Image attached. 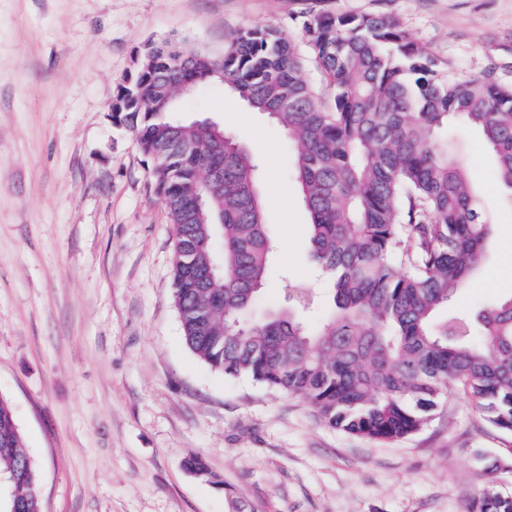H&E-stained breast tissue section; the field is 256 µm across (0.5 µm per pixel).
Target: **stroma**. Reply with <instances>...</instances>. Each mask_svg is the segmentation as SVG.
<instances>
[{"mask_svg":"<svg viewBox=\"0 0 512 512\" xmlns=\"http://www.w3.org/2000/svg\"><path fill=\"white\" fill-rule=\"evenodd\" d=\"M321 13L389 16L452 75L512 87V0H0V395L42 512H464L487 483L512 495V434L458 385L423 430L380 443L322 424L303 396L211 370L183 341L174 228L112 120L116 86L147 44L219 57L243 29L293 34ZM181 106L261 161L278 251L254 316L296 283L326 295L285 132L219 83ZM452 128L497 219L450 304L467 314L512 295V208L480 133ZM195 458L208 477L187 469Z\"/></svg>","mask_w":512,"mask_h":512,"instance_id":"obj_1","label":"stroma"}]
</instances>
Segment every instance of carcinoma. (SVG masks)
Instances as JSON below:
<instances>
[{
  "mask_svg": "<svg viewBox=\"0 0 512 512\" xmlns=\"http://www.w3.org/2000/svg\"><path fill=\"white\" fill-rule=\"evenodd\" d=\"M298 28L334 89L329 102L300 76L293 36L277 29L242 31L220 58L151 43L117 85L112 118L151 159L174 226L186 346L214 370L304 396L327 426L372 441L420 431L451 383L512 433V296L474 319L439 316L482 263L494 224L442 131L458 120L481 133L512 207V88L445 75L389 17L325 13ZM187 81L224 83L296 144L309 259L331 281L316 325L304 315L319 297L300 286L247 320L276 250L257 157L173 117ZM215 261L222 271L210 274ZM0 476V512H40L36 467L2 395ZM466 512H512V495L489 484Z\"/></svg>",
  "mask_w": 512,
  "mask_h": 512,
  "instance_id": "obj_1",
  "label": "carcinoma"
}]
</instances>
